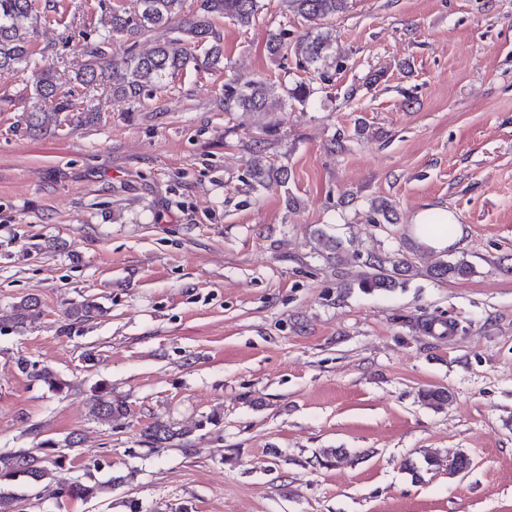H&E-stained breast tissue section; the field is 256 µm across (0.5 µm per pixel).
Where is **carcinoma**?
Wrapping results in <instances>:
<instances>
[{
    "label": "carcinoma",
    "instance_id": "cac0c4a2",
    "mask_svg": "<svg viewBox=\"0 0 512 512\" xmlns=\"http://www.w3.org/2000/svg\"><path fill=\"white\" fill-rule=\"evenodd\" d=\"M186 0H139V8L128 12L113 8L110 12L109 29L97 43L86 49L91 61L75 80L85 89L106 87L111 100L127 105L139 104L167 86L168 79L193 67L221 70L224 68L223 37L214 25L216 18H227L241 27L250 26L260 12V0H197L196 8L185 14ZM286 11L306 27L295 42L288 41V30L269 33L266 48L273 57L288 59L293 54L298 68L320 72L322 62L331 49L329 36L322 32L326 21L345 13L350 0H284ZM35 0H0V71H23L30 65L34 50L30 29L37 22ZM171 30L173 36L155 44L146 51L139 50L152 32L158 28ZM126 48L120 57H108L107 49L115 40ZM33 95L40 101L24 117L26 131L31 135L55 136L62 124L77 118L73 113L72 94L62 87L57 70L51 66L39 69L33 84ZM286 98L278 86L265 79L241 83L234 78L224 80V111H253L273 114L281 112ZM248 172L253 187L266 189L274 184L288 183V169L270 163L256 153L248 160ZM317 250L326 258H339L341 242L320 232L316 236ZM369 272L359 281V287L367 290H391L398 284V277L409 272L412 265L406 259L370 255L365 261ZM471 266L464 260L450 263L436 260L426 267L425 274L431 279L449 276H466ZM101 307L93 301H84L71 307L70 317L90 320L100 313ZM44 315L38 298L27 297L14 306L13 328L21 330L34 324ZM17 369L39 380L56 391L65 387L46 367L21 358ZM422 402L439 408L448 403V391L430 388L420 393ZM90 416L97 422L112 426L128 413L123 402L112 401L104 388L95 390L91 399ZM220 415L213 413L191 424L174 421H156L142 430L143 443L151 448L183 446L196 431L207 425L218 426ZM77 444L73 435L62 440L46 438L35 449L21 448L0 454V512H26L28 496L4 487L9 481H21L33 489L45 481L57 487V498L62 502L88 501L112 492V488L128 482L131 475L109 477L102 481L91 472L84 480H72L63 476L68 459L61 449Z\"/></svg>",
    "mask_w": 512,
    "mask_h": 512
}]
</instances>
